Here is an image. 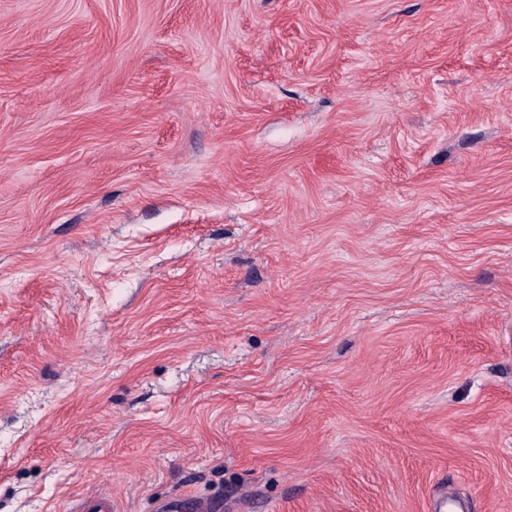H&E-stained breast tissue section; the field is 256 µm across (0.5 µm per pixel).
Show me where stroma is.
<instances>
[{
  "label": "stroma",
  "mask_w": 512,
  "mask_h": 512,
  "mask_svg": "<svg viewBox=\"0 0 512 512\" xmlns=\"http://www.w3.org/2000/svg\"><path fill=\"white\" fill-rule=\"evenodd\" d=\"M512 512V0H0V512Z\"/></svg>",
  "instance_id": "35a3bbf8"
}]
</instances>
